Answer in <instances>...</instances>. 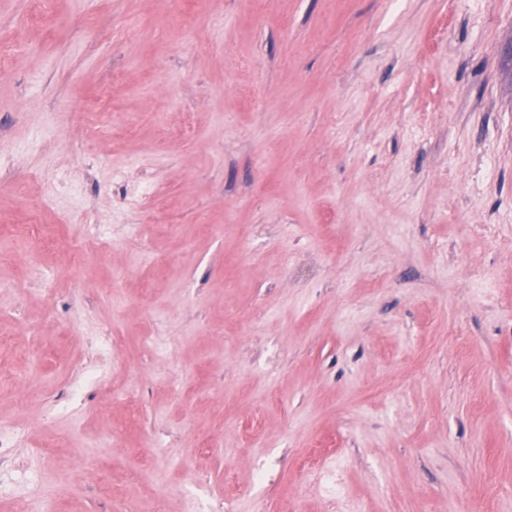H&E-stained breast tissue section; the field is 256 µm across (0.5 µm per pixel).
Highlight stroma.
Returning <instances> with one entry per match:
<instances>
[{"label": "stroma", "instance_id": "obj_1", "mask_svg": "<svg viewBox=\"0 0 512 512\" xmlns=\"http://www.w3.org/2000/svg\"><path fill=\"white\" fill-rule=\"evenodd\" d=\"M0 37V512H512V0H0Z\"/></svg>", "mask_w": 512, "mask_h": 512}]
</instances>
